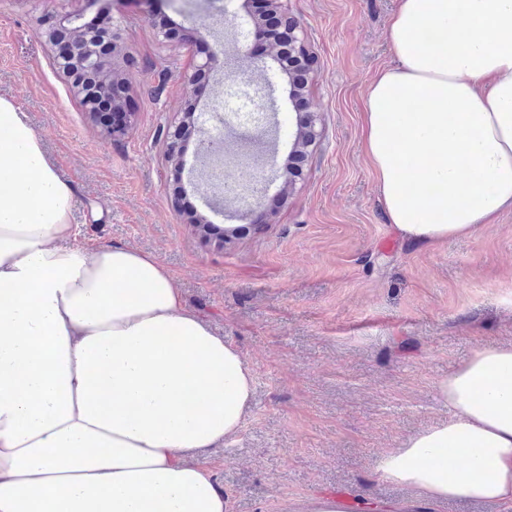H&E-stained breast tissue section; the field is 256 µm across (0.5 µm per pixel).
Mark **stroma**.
<instances>
[{"instance_id":"35a3bbf8","label":"stroma","mask_w":512,"mask_h":512,"mask_svg":"<svg viewBox=\"0 0 512 512\" xmlns=\"http://www.w3.org/2000/svg\"><path fill=\"white\" fill-rule=\"evenodd\" d=\"M315 55L304 107L274 61L254 68V17L243 0H0V96L40 135L75 188L72 223L99 244L154 253L185 302L252 365L255 394L239 435L205 451L226 512H306L340 497L346 512H398L412 490L373 467L382 453L448 411L436 384L475 350L512 343V211L472 236L435 245L402 239L383 210L364 147L366 90L395 60L387 30L397 0H288ZM108 16L129 114L106 135L54 69L39 19L59 10ZM190 34L166 46L149 13ZM207 31L206 40L192 29ZM221 44L198 87L186 74ZM231 71L275 90L279 127L251 141L224 128L227 157L274 150L285 162L302 112L321 138L267 224L225 244L187 221L182 199L224 228L234 206L207 212L165 157L161 132L195 104L202 126L220 109Z\"/></svg>"}]
</instances>
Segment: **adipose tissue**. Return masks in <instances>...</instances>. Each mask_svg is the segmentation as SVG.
I'll list each match as a JSON object with an SVG mask.
<instances>
[{
	"mask_svg": "<svg viewBox=\"0 0 512 512\" xmlns=\"http://www.w3.org/2000/svg\"><path fill=\"white\" fill-rule=\"evenodd\" d=\"M388 36L365 130L388 220L416 244L473 235L512 209V0H399ZM73 199L0 97V512H225L201 453L241 431L252 367L155 254L88 239ZM437 392L447 419L377 471L429 508L512 507V344ZM423 512H512L511 509H505L493 504L472 503L467 501L449 500L444 502L433 510H420Z\"/></svg>",
	"mask_w": 512,
	"mask_h": 512,
	"instance_id": "1",
	"label": "adipose tissue"
}]
</instances>
